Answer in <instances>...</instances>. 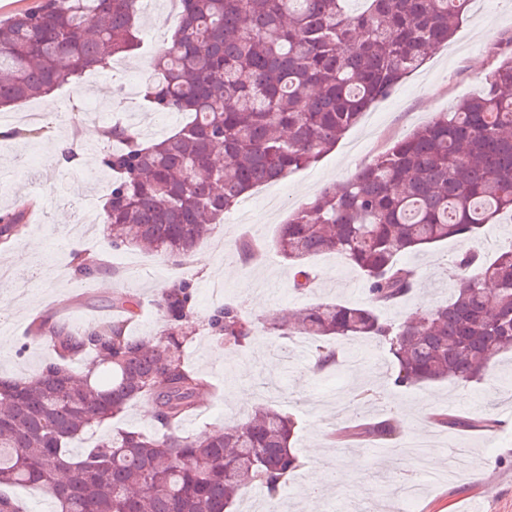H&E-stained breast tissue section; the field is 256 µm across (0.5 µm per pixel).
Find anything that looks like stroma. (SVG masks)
<instances>
[{
  "instance_id": "35a3bbf8",
  "label": "stroma",
  "mask_w": 512,
  "mask_h": 512,
  "mask_svg": "<svg viewBox=\"0 0 512 512\" xmlns=\"http://www.w3.org/2000/svg\"><path fill=\"white\" fill-rule=\"evenodd\" d=\"M174 11L173 0H145L139 10L141 42L158 47L166 43ZM505 31L512 32V0H474L467 21L448 46L391 95L374 102L333 150L312 166L268 184V193L282 196L278 209L264 210L258 193H250L252 239L260 249L253 261L242 260L236 250L242 235L241 213L236 208L225 213L223 224L197 245L194 259L178 271L160 255L113 249L104 229L96 240H83L78 205L89 197L102 203L111 172L101 166L96 152L90 161L72 167L39 162L62 141L77 137L79 128L62 124L46 112L41 138L0 139V167L11 171L10 177L0 180V209L13 208L31 194L38 201L27 233L0 247V266L11 270L9 277L0 279V322L6 325L0 331V373L29 377L50 358L48 345L28 343L30 319L41 316L49 323L82 330L115 318L112 299L118 293L134 295L140 303L127 334H159L163 322L153 301L178 276L192 279L196 317L201 321L227 303L253 319L323 301L367 303L361 273L336 254L310 258L313 284L307 291L295 290L292 270L272 246L280 224L323 186L350 177L390 140L405 137L435 113L452 111L463 98L480 93L489 71L491 44ZM151 62L139 49L123 67L102 71L96 85H66L58 93L70 96L79 107L94 101L98 111L86 116L84 124L101 129L109 126L100 116L101 109L122 103L126 121L138 124L145 138L157 139L176 131L187 116L143 112L126 101L132 75L149 68ZM462 248V243L451 239L402 256V264L418 272L419 284L397 304L377 307L380 319L398 325L416 312L447 302L455 282L445 270V260ZM82 251L100 260L102 272L96 278L83 281L74 276V256ZM199 256L206 258V265L196 264ZM334 347L338 355L349 356L348 365L319 372L315 344L304 336L287 342L261 335L238 349L218 344L202 332L193 335L185 347V362L216 384L219 392L202 397L199 411L181 422L180 430L199 435L242 422L254 406L267 404L298 421L296 451L303 466L280 493L281 512H350L351 505L363 502L368 494L378 499L377 512H393L396 482L401 472L415 469L414 460L390 456L387 443L369 436L351 438L346 444L331 443L329 436L357 421L395 419L404 440L411 433L404 420L413 416L418 420L416 432L434 444L440 461H447L451 445L464 439L476 465L455 480L428 484L406 512H512V415L507 412L512 405V351L499 358L494 380L486 383L463 388L448 380L398 388L393 384L390 359L375 340L346 338L335 341ZM366 389L374 391V398L357 401V394ZM435 412L491 417L498 426L451 429L432 420ZM325 470L341 473L344 479L325 489L316 502L307 490L313 477Z\"/></svg>"
}]
</instances>
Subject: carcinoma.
I'll use <instances>...</instances> for the list:
<instances>
[{"instance_id": "1", "label": "carcinoma", "mask_w": 512, "mask_h": 512, "mask_svg": "<svg viewBox=\"0 0 512 512\" xmlns=\"http://www.w3.org/2000/svg\"><path fill=\"white\" fill-rule=\"evenodd\" d=\"M180 0L174 32L153 60L141 96L155 112L187 113L169 136L148 141L114 124L120 144L102 161L118 174L103 206L112 247H146L173 267L252 189L316 163L391 94L467 19L473 0ZM138 0H37L0 19V107L46 98L83 75L109 69L139 46ZM483 90L395 139L345 182L321 189L279 227L275 247L294 287L313 280L305 261L343 256L364 277L370 305L322 303L275 312L257 326L232 304L208 318L216 340L243 348L258 330L306 336L317 362L324 343L376 339L393 384L444 379L467 388L512 351V240L491 263L474 250L449 261L454 298L393 326L374 311L406 297L416 273L399 258L449 238L474 239L512 213V34H501ZM28 202L0 211V243L27 227ZM76 276L100 265L76 256ZM192 280L177 277L154 306L159 335L134 339L121 323L82 332L39 320L53 352L31 379L0 376V512H24L12 489L37 485L55 512H233L253 483L269 501L301 467L298 422L258 406L242 423L199 436L176 422L198 406L207 380L187 368L183 344L194 318ZM96 362L85 380L69 362ZM154 405L159 432L120 430L74 453L72 443L133 401ZM394 440L388 420L358 429Z\"/></svg>"}]
</instances>
